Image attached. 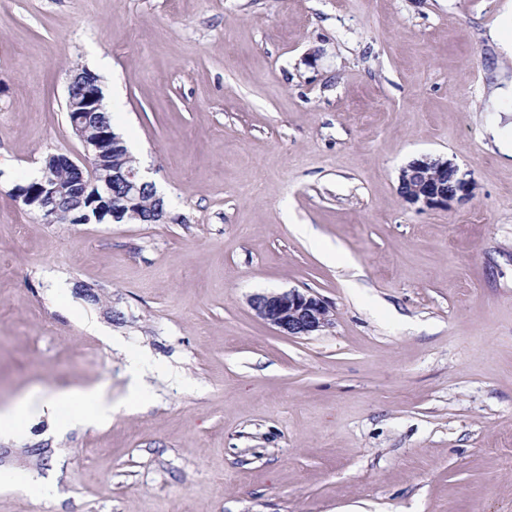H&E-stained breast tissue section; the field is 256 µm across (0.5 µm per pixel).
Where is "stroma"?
Wrapping results in <instances>:
<instances>
[{
    "label": "stroma",
    "instance_id": "1",
    "mask_svg": "<svg viewBox=\"0 0 512 512\" xmlns=\"http://www.w3.org/2000/svg\"><path fill=\"white\" fill-rule=\"evenodd\" d=\"M512 0H0V410L145 407L0 436V512H512ZM167 206L53 224L13 195L78 157L72 70ZM422 155L476 189L398 192ZM310 224L318 240L307 238ZM329 327L278 335L251 295ZM53 475L42 493L11 476ZM398 190L410 205L448 210L456 203L471 199L475 184L459 174L458 167L451 161L422 156L401 170ZM249 304L261 320L288 338L313 335L332 322L329 304L310 290L256 293L250 297ZM65 401L73 405L71 421L96 427L112 419V414L120 410L123 404L112 403L104 387H93L63 394L57 400L22 402L13 408L0 411V435H20L24 432L26 421L32 415H51L58 403Z\"/></svg>",
    "mask_w": 512,
    "mask_h": 512
}]
</instances>
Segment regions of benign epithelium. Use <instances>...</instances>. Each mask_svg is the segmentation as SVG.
I'll return each mask as SVG.
<instances>
[{"label": "benign epithelium", "instance_id": "1", "mask_svg": "<svg viewBox=\"0 0 512 512\" xmlns=\"http://www.w3.org/2000/svg\"><path fill=\"white\" fill-rule=\"evenodd\" d=\"M66 108L71 131L81 143L84 156L77 162L67 155L57 154L55 163L67 168L73 180L61 184L54 177V171L45 168L41 178V195L37 198L28 196L20 184L14 188L16 198L31 210L46 215L50 221L63 224L92 222L86 213L53 208L55 198L68 191L89 196V203L99 218L121 212L119 208H112V186L116 181L127 191H148L157 204H162L163 197L157 193L154 183L139 169L112 174L102 172L98 158L102 156L104 145L110 137L109 127L101 121L96 111L87 109L81 101L71 96L67 97ZM398 190L410 205L448 210L456 203L471 199L475 184L459 174L454 163L422 156L410 161L401 170ZM249 304L255 314L279 335L290 338L311 336L332 322L329 304L310 290L256 293L250 297Z\"/></svg>", "mask_w": 512, "mask_h": 512}]
</instances>
